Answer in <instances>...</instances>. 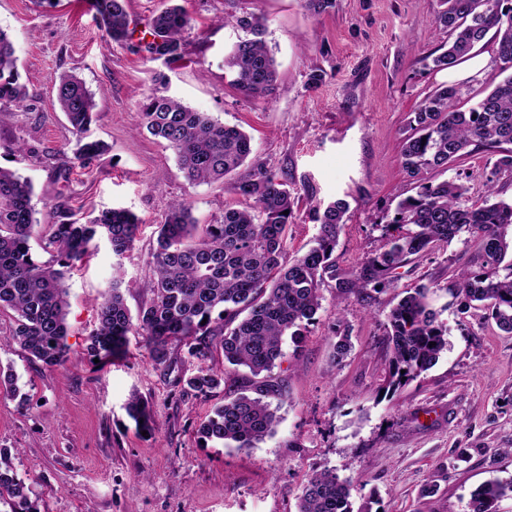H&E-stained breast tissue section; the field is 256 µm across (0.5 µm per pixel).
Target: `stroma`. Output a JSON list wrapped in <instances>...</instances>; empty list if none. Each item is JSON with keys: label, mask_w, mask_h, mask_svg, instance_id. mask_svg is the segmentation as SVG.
I'll return each mask as SVG.
<instances>
[{"label": "stroma", "mask_w": 512, "mask_h": 512, "mask_svg": "<svg viewBox=\"0 0 512 512\" xmlns=\"http://www.w3.org/2000/svg\"><path fill=\"white\" fill-rule=\"evenodd\" d=\"M178 3L190 18L184 57L165 67L112 43L89 0H0V28L13 40L27 88L25 101L0 115V167L32 182L39 213L62 206L87 220L124 208L141 224L131 252L116 256L99 240L66 278V368H42L15 345L0 348V369L13 373L22 393L0 391V447L13 450L41 512H297L303 484L323 469L351 480L358 512H468L481 484L512 478V334L483 307L448 295L453 271L476 265L477 239L425 253L401 268L394 288L340 301L323 286L315 322L301 345L285 342L273 370L285 387L278 426L247 450L199 441L213 402L181 391L199 366L185 342L170 343L164 366L137 336L110 364L87 356L113 276L122 278L130 311L145 303L157 226L171 202L189 205L200 224L246 205L232 179L189 180L165 142L139 129L136 111L156 70L166 71L170 95L246 131L254 155L287 181L297 196L288 256L308 250L319 232L310 199L349 201L334 253L347 272L382 245L381 223L411 195L400 142L420 101L448 82L447 71L424 62L448 41L433 21L439 0H335L318 16L304 0ZM251 16L266 21L279 74L275 91L260 100L241 95L224 65L245 35L237 19ZM315 69L325 74L317 86L308 81ZM64 74L93 93L90 136L108 148L86 167L56 102ZM496 159L478 150L432 178L460 180L479 203ZM420 284L448 327V348L420 378L388 394L386 316L403 288ZM344 332L352 349L336 364L332 343ZM134 394L149 405L150 434L126 414Z\"/></svg>", "instance_id": "35a3bbf8"}]
</instances>
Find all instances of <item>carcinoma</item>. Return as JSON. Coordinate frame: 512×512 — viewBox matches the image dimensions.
<instances>
[{"label": "carcinoma", "mask_w": 512, "mask_h": 512, "mask_svg": "<svg viewBox=\"0 0 512 512\" xmlns=\"http://www.w3.org/2000/svg\"><path fill=\"white\" fill-rule=\"evenodd\" d=\"M106 36L124 45L131 37L124 0H90ZM505 0H440L434 22L448 32V48L431 58L433 67L448 69L491 37L501 63L512 70V6ZM236 24L249 33L226 58L233 84L243 96L262 98L277 83L275 60L262 36L265 21L243 17ZM189 25L186 11L169 4L149 21L150 39L140 47L146 58L169 64L182 57V34ZM156 88L137 110L139 125L163 140L186 176L202 183L226 178L249 164V173L235 182L234 191L252 201L243 209H224L221 220L198 224L191 208L176 202L159 225L152 256L153 276L144 288L149 298L131 314L121 280H112L98 310V326L88 338L90 359L107 364L124 357L129 336L142 337L152 361L169 358V343L182 340L202 366L183 380L182 393L210 398L224 385V371L205 365L214 351L224 362L248 369V384L224 394V402L197 429L199 439L227 448L247 449L272 435L279 422L272 400H281L284 387L272 377L276 362L285 357L284 336L299 345L302 329L312 324L321 308L322 286L335 282L337 298L357 290L395 288L398 269L425 252L468 234L480 242L477 267L454 275L448 294L465 304L491 310L498 327L512 333V275L499 278L497 269L512 253V199L499 196L494 176L512 178V74L499 81L473 107H459L461 87L443 85L427 95L409 121L411 133L402 141L401 167L415 181L416 192L397 203L382 226L385 244L358 269L346 273L333 253L346 224L350 204L343 198L312 206L320 231L314 246L293 261L284 262L288 225L295 196L262 162L250 158V137L235 126L198 112L167 94L163 73ZM26 98L12 40L0 28V112ZM56 99L78 135L76 159L91 162L105 152L99 141L86 140L96 103L85 84L63 75ZM500 149L493 176L487 179L486 199L480 205L466 200L469 187L454 180L436 183L422 174L448 166L470 149ZM31 182L0 168V313L12 312L6 342L16 344L48 369L69 360L67 275L86 259L95 241L105 238L112 252L123 256L133 249L139 231L131 212L112 208L81 223L57 207L46 224L32 205ZM39 238L50 259L39 263L29 241ZM388 376L386 391H396L433 367L448 346V327L438 320L428 301V288L405 289L389 311ZM351 350L344 333L333 343L337 363ZM139 431H151L147 402L134 395L126 405ZM352 485L333 470L315 472L301 489L298 512H353ZM512 493V479L491 480L472 494L469 512H497L498 502ZM0 506L7 512H40L31 487L20 477L11 452L0 448Z\"/></svg>", "instance_id": "obj_1"}]
</instances>
